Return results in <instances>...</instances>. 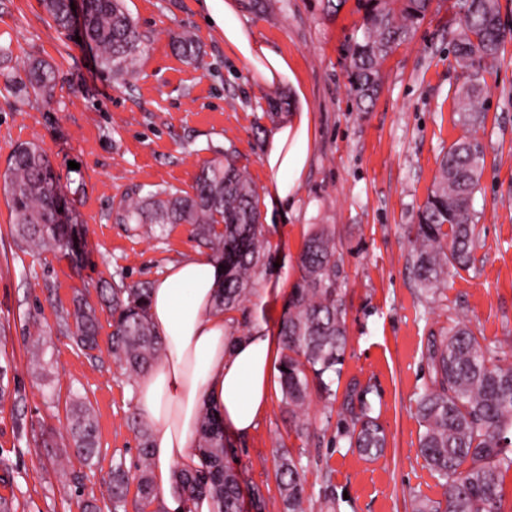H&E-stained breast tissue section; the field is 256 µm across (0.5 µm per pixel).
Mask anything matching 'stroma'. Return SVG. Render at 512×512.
I'll return each instance as SVG.
<instances>
[{
    "instance_id": "obj_1",
    "label": "stroma",
    "mask_w": 512,
    "mask_h": 512,
    "mask_svg": "<svg viewBox=\"0 0 512 512\" xmlns=\"http://www.w3.org/2000/svg\"><path fill=\"white\" fill-rule=\"evenodd\" d=\"M506 39L485 73L486 119L470 129L459 121L451 32L459 0H433L411 41L382 66L379 95L359 111L349 82L348 47L360 35L358 0L339 9L327 0H240L241 17L258 36L288 54L302 79L317 137L295 213L263 227L267 242L256 291L227 313L235 334L258 323L279 325L288 303L259 300L270 280L293 286L305 239L332 225L347 327L342 375L332 409L310 393L311 426L296 433L279 407L270 408L250 436L227 439L229 464L241 476L243 512H254L261 489L266 512L282 505L274 459L280 448L301 456L308 512H413L416 497L439 500L443 489L418 452L423 428L416 399L431 385L426 353L432 334L469 322L512 362V0H498ZM149 36L134 77L113 80L79 43V26L63 32L43 0H0V172L16 144L33 141L47 152L71 211L69 250L18 247L11 213L0 196V498L15 512H83L100 496L118 461L137 459L133 379L111 352L112 312L101 298L116 273L127 285L152 282L166 266L200 250L189 224L135 234L115 224L112 211L128 196L157 189L192 192L202 166L233 149L238 165L264 191L263 144L290 94L254 86L244 66L224 51L207 22L203 0H125ZM193 34L199 59L187 61L175 35ZM38 57L56 70L51 101L18 97L12 84L24 62ZM475 137L485 168L473 200L479 233L470 270L449 276L434 295L420 292L411 272L409 230L433 186L444 153ZM76 169H69V162ZM96 309L98 347L79 348L57 331V317L74 298ZM46 332L39 361L25 335ZM366 398L387 435L380 457L351 448L341 403L347 392ZM86 397L97 420L99 448L90 464L75 461L66 404ZM72 464L79 488L49 484L53 464Z\"/></svg>"
}]
</instances>
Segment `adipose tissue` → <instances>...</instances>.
<instances>
[{
	"instance_id": "obj_1",
	"label": "adipose tissue",
	"mask_w": 512,
	"mask_h": 512,
	"mask_svg": "<svg viewBox=\"0 0 512 512\" xmlns=\"http://www.w3.org/2000/svg\"><path fill=\"white\" fill-rule=\"evenodd\" d=\"M224 50L243 64L252 82L274 91L293 89L292 107L263 147L267 219L294 208L308 172L315 115L286 54L261 41L240 17L238 0H204ZM222 270L195 252L167 266L152 282L148 314L165 350L138 379L136 405L151 428L153 479L167 512H218L212 499L186 500L178 473L199 466L200 415L213 411L226 433L245 438L269 404L271 375L280 348L276 329L254 326L234 335L216 302Z\"/></svg>"
}]
</instances>
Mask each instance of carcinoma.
<instances>
[{
    "label": "carcinoma",
    "mask_w": 512,
    "mask_h": 512,
    "mask_svg": "<svg viewBox=\"0 0 512 512\" xmlns=\"http://www.w3.org/2000/svg\"><path fill=\"white\" fill-rule=\"evenodd\" d=\"M363 10L361 39L349 47V79L360 104L373 102L382 79V65L393 48L409 41L430 11L432 0H358ZM61 30L71 26V0H44ZM463 24L453 32L456 64L468 81L456 93L465 125L484 122L480 99L483 73L497 63L505 40L498 0H462ZM84 43L116 79L133 73L144 35L123 0H85ZM190 61L198 60L192 35L175 38ZM19 86L43 99L54 96L55 72L45 61L32 58L24 66ZM225 162L202 168L193 193L160 189L123 200L113 211L117 224H133L153 232L164 224H190L200 243L223 265V286L217 307L237 309L252 291V274L265 257L257 208V190L230 153ZM484 152L476 140L454 143L443 157L439 175L416 225L411 268L418 288L428 294L446 282L449 270H468L478 234L471 210L484 168ZM0 193L13 214L14 239L31 250L62 247L63 224L56 221L61 186L52 175L46 151L35 142L13 149L0 173ZM340 271L336 263V236L320 224L306 238L293 285L280 322L278 366L281 408L299 432L308 430L304 405L309 380L328 398L334 375L340 374L346 346V325L339 299ZM150 287L113 282L112 356L128 376H140L155 364L163 341L148 318ZM59 331L84 350L97 347L95 309L78 300L59 316ZM432 385L418 400L424 431L419 452L444 488L443 499H419L415 512H504V474L512 470V364L500 357L499 347L484 343L465 322H457L432 336L427 350ZM68 433L74 455L83 462L98 447L97 424L90 408L74 399L67 408ZM140 464L131 470L125 462L113 464L107 486L108 512H128L130 482H137L141 510L160 502L153 483L149 426L137 415ZM350 444L371 457L383 451L386 435L371 405L360 400L350 416ZM201 465L181 473L187 499L209 496L219 512H242L240 474L226 463L224 429L215 414L201 415ZM301 461L285 450L275 459V477L283 512H304L305 489Z\"/></svg>",
    "instance_id": "cac0c4a2"
}]
</instances>
